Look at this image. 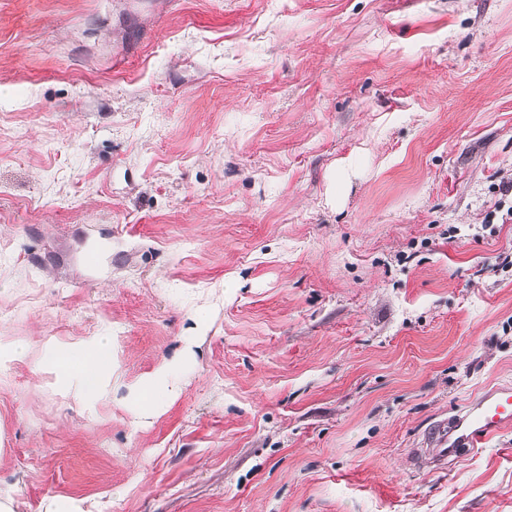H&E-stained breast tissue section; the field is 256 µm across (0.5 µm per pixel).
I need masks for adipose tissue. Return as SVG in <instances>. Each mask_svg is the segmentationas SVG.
I'll return each instance as SVG.
<instances>
[{
  "label": "adipose tissue",
  "instance_id": "ef3b65f1",
  "mask_svg": "<svg viewBox=\"0 0 512 512\" xmlns=\"http://www.w3.org/2000/svg\"><path fill=\"white\" fill-rule=\"evenodd\" d=\"M19 365L31 366L36 374L48 378L64 398L74 401L91 418L98 417L119 386L108 336H78L66 343L45 337L43 356L38 361L33 360L28 342L0 338V374ZM180 365L177 359L161 361L150 377L130 389L139 412L151 413L171 398Z\"/></svg>",
  "mask_w": 512,
  "mask_h": 512
}]
</instances>
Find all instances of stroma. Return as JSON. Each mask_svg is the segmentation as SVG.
I'll use <instances>...</instances> for the list:
<instances>
[{
	"instance_id": "1",
	"label": "stroma",
	"mask_w": 512,
	"mask_h": 512,
	"mask_svg": "<svg viewBox=\"0 0 512 512\" xmlns=\"http://www.w3.org/2000/svg\"><path fill=\"white\" fill-rule=\"evenodd\" d=\"M512 0H0V336L114 337L97 419L0 391L17 512H512ZM99 247L97 264L86 261ZM184 353L175 398L127 403ZM511 426L512 388H495L439 420L424 436L426 448H416V453L434 468L475 451L485 439Z\"/></svg>"
}]
</instances>
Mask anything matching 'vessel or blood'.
<instances>
[{
	"instance_id": "obj_1",
	"label": "vessel or blood",
	"mask_w": 512,
	"mask_h": 512,
	"mask_svg": "<svg viewBox=\"0 0 512 512\" xmlns=\"http://www.w3.org/2000/svg\"><path fill=\"white\" fill-rule=\"evenodd\" d=\"M512 427V388L487 391L452 410L424 436L417 455L433 468L475 451L491 435Z\"/></svg>"
}]
</instances>
